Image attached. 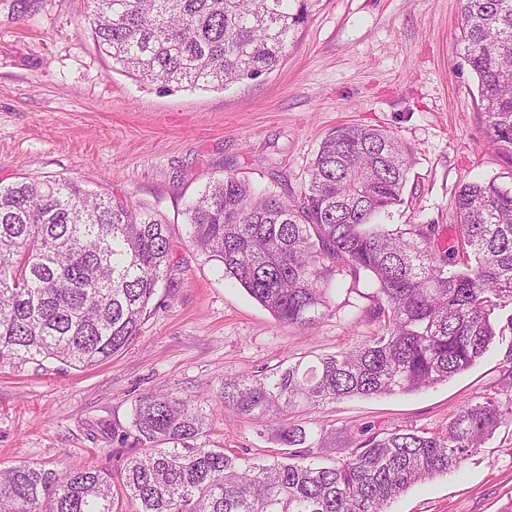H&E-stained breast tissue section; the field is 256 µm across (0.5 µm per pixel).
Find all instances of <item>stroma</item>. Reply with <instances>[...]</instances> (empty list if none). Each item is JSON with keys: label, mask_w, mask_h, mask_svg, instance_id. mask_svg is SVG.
<instances>
[{"label": "stroma", "mask_w": 512, "mask_h": 512, "mask_svg": "<svg viewBox=\"0 0 512 512\" xmlns=\"http://www.w3.org/2000/svg\"><path fill=\"white\" fill-rule=\"evenodd\" d=\"M89 0H0V183L67 178L119 191L170 226L173 280L157 290L140 335L105 363L0 367V467L83 462L120 472L136 399L199 398L213 446L254 460L281 453L261 420L226 414L224 380L333 354L374 332L331 295L312 330L276 321L217 262L192 247L185 208L213 178L298 191L325 136L384 129L411 148L405 202L392 224H433L454 238L453 198L483 179L512 187V154L489 143L477 79L461 44L460 0H317L280 66L224 89L161 90L114 70L81 24ZM504 345L433 388L350 397L297 412L313 431L308 460L333 466L372 429L441 431L494 394ZM512 501V425L460 470L427 479L389 512H501Z\"/></svg>", "instance_id": "35a3bbf8"}]
</instances>
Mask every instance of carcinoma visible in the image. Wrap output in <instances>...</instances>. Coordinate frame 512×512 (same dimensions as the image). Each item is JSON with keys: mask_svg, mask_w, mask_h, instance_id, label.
<instances>
[{"mask_svg": "<svg viewBox=\"0 0 512 512\" xmlns=\"http://www.w3.org/2000/svg\"><path fill=\"white\" fill-rule=\"evenodd\" d=\"M316 0H91L85 27L122 71L166 88L224 87L276 68ZM464 57L490 142L512 149V0H461ZM410 154L379 129L341 126L308 184L282 196L212 181L187 208L188 239L278 321L313 328L330 312L327 275L346 296L372 289L378 329L314 360L224 378V411L263 418L286 452L255 463L212 448L198 400L141 396L120 472L29 463L0 470V512H388L411 486L462 467L512 424V346L499 395L469 402L441 432L392 429L333 467L299 463L313 433L292 420L351 396L447 381L512 332V189L467 183L455 244L433 224H383L404 203ZM169 225L126 197L72 180L0 184V366L52 359L91 368L126 349L172 276Z\"/></svg>", "mask_w": 512, "mask_h": 512, "instance_id": "carcinoma-1", "label": "carcinoma"}]
</instances>
